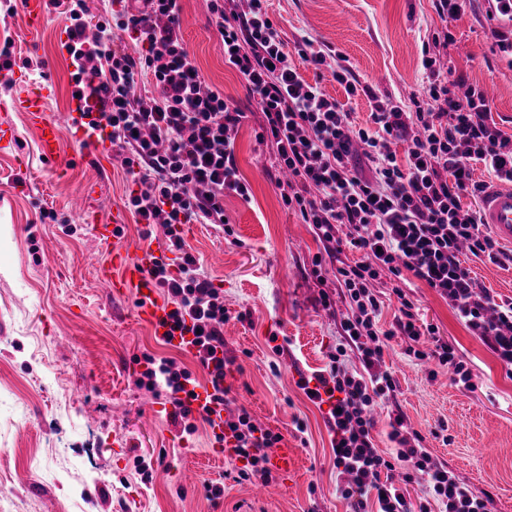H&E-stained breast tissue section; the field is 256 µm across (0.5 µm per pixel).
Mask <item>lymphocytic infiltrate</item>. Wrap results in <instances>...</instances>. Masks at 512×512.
I'll use <instances>...</instances> for the list:
<instances>
[{
  "label": "lymphocytic infiltrate",
  "mask_w": 512,
  "mask_h": 512,
  "mask_svg": "<svg viewBox=\"0 0 512 512\" xmlns=\"http://www.w3.org/2000/svg\"><path fill=\"white\" fill-rule=\"evenodd\" d=\"M50 2L67 23L71 80L85 83L98 107L89 130L116 146V160L136 184L127 208L137 223L164 225L166 249L178 257L174 267L157 260L149 276L165 292L173 330L196 347L193 360L210 387L205 403L226 412L221 441L241 461V478L269 480L267 451L282 436L255 424L246 409L230 412L231 389L223 381L234 360L224 352V292L202 272L182 236L186 224L224 226L225 193L249 198L235 154L247 114L206 87L182 37L180 0H102L106 19L92 39L85 23L89 0ZM210 13L224 62L245 82L260 114L257 140L287 175L275 183L280 198L322 246L312 260V274L323 287L320 303L328 310L339 297L352 309L327 366L299 383L311 403L327 409L338 490L348 512H490L491 492L461 481L436 460L403 413L389 420L388 453L376 448L372 431L376 406L396 390L382 367L394 337L408 340L407 355L437 359L452 369L454 385L473 388L470 370L437 326L419 325L407 292L410 280L435 290L512 378V299L496 300L462 260L467 253L512 263V251L502 249L481 222L475 201L486 184L473 180L471 169L481 163L490 177L511 184L512 136L490 121L483 90L463 87L438 69L437 47L455 41L450 30L434 34L432 49L423 52L422 96L407 105L376 98L371 127L358 128L343 104L300 75L266 0H210ZM126 33L140 44L138 55L123 48ZM295 50L316 72L330 71L347 96L362 92L351 68L333 63L314 40L301 39ZM144 83L153 85L152 94L140 93ZM466 197L471 205H463ZM347 248L360 252V259L339 262ZM330 260L335 268H327ZM385 278L398 302L387 329L376 289ZM330 281L332 293L325 290ZM352 357L358 369L349 368ZM143 360L137 386L165 391L172 417L184 420L185 433H194L185 400L195 397L196 378L176 358L147 354ZM413 485L421 491L415 504Z\"/></svg>",
  "instance_id": "obj_1"
}]
</instances>
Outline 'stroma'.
<instances>
[{"instance_id":"1","label":"stroma","mask_w":512,"mask_h":512,"mask_svg":"<svg viewBox=\"0 0 512 512\" xmlns=\"http://www.w3.org/2000/svg\"><path fill=\"white\" fill-rule=\"evenodd\" d=\"M181 6L183 38L207 86L249 113L236 154L251 185L250 198L224 196L232 235L188 224L184 238L224 291V349L241 367L235 403L294 448L295 471L266 483L239 478L236 461L214 455L206 423L182 436L164 397L137 386L136 356L176 351L137 319L136 291L114 296L99 278L110 251L92 225L74 224L72 210L79 197L107 221L124 210L134 183L112 154L89 161L72 126L65 20L49 9L31 33L10 0H0V42L12 39L16 68L50 85L45 114L62 129L58 162L67 168L64 176L52 173L27 114L12 108L19 86L0 88V129L15 132L14 141L0 140V512H346L325 413L298 383L326 366L351 309L340 300L326 311L317 302L321 288L310 270L319 244L282 205L261 164L269 152L256 139L260 117L224 63L208 0ZM487 7L475 0L445 24L433 0H268L299 73L345 103L357 124L370 123L367 97L348 98L332 78L316 79L313 66L295 56L296 42L306 37L342 54L361 83L406 103L426 81L424 45L447 25L455 42L441 57L452 78L484 88L492 120L512 135V68L493 50ZM44 209L55 219H41ZM411 296L455 346L474 388L459 389L444 370L430 375L407 356L406 341L394 338L384 363L398 387L375 412L376 446L390 448L389 415L402 411L435 458L492 493V512H512V379L433 290L422 286ZM297 418L305 433L295 431ZM210 484L223 486V495L208 497Z\"/></svg>"}]
</instances>
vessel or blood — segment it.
I'll list each match as a JSON object with an SVG mask.
<instances>
[{
    "instance_id": "vessel-or-blood-1",
    "label": "vessel or blood",
    "mask_w": 512,
    "mask_h": 512,
    "mask_svg": "<svg viewBox=\"0 0 512 512\" xmlns=\"http://www.w3.org/2000/svg\"><path fill=\"white\" fill-rule=\"evenodd\" d=\"M46 4L47 0H18L28 29L36 30L44 24ZM6 76L24 84L25 89L14 101L13 106L18 111L26 112L34 123L42 155L47 160H55L59 154L57 144L60 131L54 122L44 116L49 88L42 84L29 83L26 75L15 73L11 69L7 70ZM75 213L84 223L97 224L95 215L86 212L83 205H76ZM481 221L493 231L498 240L512 244V184L496 183L486 188L481 202ZM122 222V215L116 213L113 214L111 223L97 224L99 240L112 247L111 261L108 265L100 267L99 275L109 283L113 294L122 295L129 289H138L139 319L155 330L170 331L172 321L169 310L155 294H152L153 283L148 275V270L153 266L157 256L148 248L133 253L128 248L117 245V230ZM265 466L276 474H292L295 466L294 449L288 448L284 443L270 449Z\"/></svg>"
}]
</instances>
